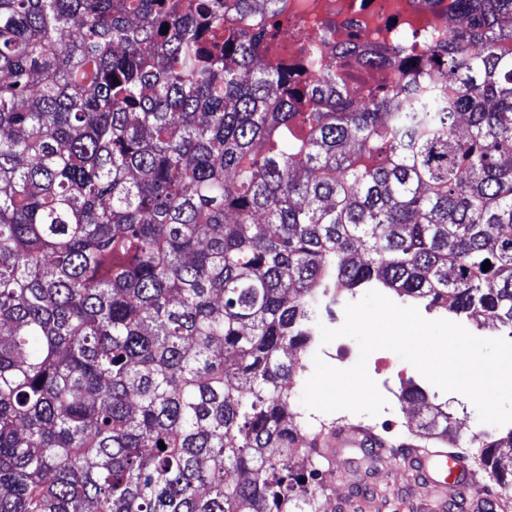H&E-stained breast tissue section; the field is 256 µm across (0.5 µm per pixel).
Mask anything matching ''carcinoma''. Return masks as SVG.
I'll use <instances>...</instances> for the list:
<instances>
[{"label": "carcinoma", "mask_w": 512, "mask_h": 512, "mask_svg": "<svg viewBox=\"0 0 512 512\" xmlns=\"http://www.w3.org/2000/svg\"><path fill=\"white\" fill-rule=\"evenodd\" d=\"M458 2L360 104L260 63L277 0H0V512H321L288 350L338 284L512 337V0ZM401 399L512 496V430Z\"/></svg>", "instance_id": "obj_1"}]
</instances>
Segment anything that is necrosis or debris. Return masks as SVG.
<instances>
[{
	"instance_id": "obj_1",
	"label": "necrosis or debris",
	"mask_w": 512,
	"mask_h": 512,
	"mask_svg": "<svg viewBox=\"0 0 512 512\" xmlns=\"http://www.w3.org/2000/svg\"><path fill=\"white\" fill-rule=\"evenodd\" d=\"M455 16L452 0H280L265 61L293 68L305 47L324 55L344 48L350 80L371 85L376 76L361 50L400 37L422 52Z\"/></svg>"
}]
</instances>
